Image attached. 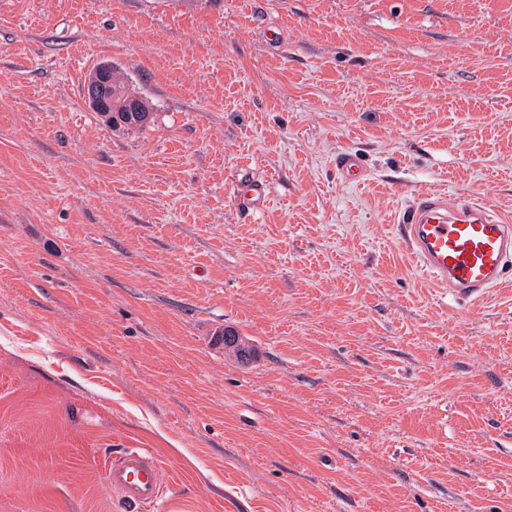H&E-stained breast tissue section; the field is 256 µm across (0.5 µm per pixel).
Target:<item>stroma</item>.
Returning a JSON list of instances; mask_svg holds the SVG:
<instances>
[{"label":"stroma","mask_w":512,"mask_h":512,"mask_svg":"<svg viewBox=\"0 0 512 512\" xmlns=\"http://www.w3.org/2000/svg\"><path fill=\"white\" fill-rule=\"evenodd\" d=\"M429 191L512 220V0H0V512H126V448L165 512H512V286L423 279ZM112 68V63H103L95 69L92 78L85 86L84 97L86 103L92 110L100 112L101 116L105 117L107 121H110L112 128L121 126L126 129H141L147 124L152 115L150 103L141 94H138L134 89L130 88L123 72L121 73L117 69L112 74ZM112 96L115 102H121L123 99L130 96L140 98L146 110V112H143L146 119L133 123L131 121L135 117L129 113L124 116L125 119L129 118V120L126 121V123L129 124L119 123L116 117L112 115V112H120L119 116L121 119L123 116L122 112H141L140 101L129 99L122 104L123 109L120 110L118 107H112ZM107 480L128 512L159 511L164 495L162 469L144 448H126L106 462Z\"/></svg>","instance_id":"35a3bbf8"}]
</instances>
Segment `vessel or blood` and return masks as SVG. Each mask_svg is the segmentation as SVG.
<instances>
[{"label": "vessel or blood", "mask_w": 512, "mask_h": 512, "mask_svg": "<svg viewBox=\"0 0 512 512\" xmlns=\"http://www.w3.org/2000/svg\"><path fill=\"white\" fill-rule=\"evenodd\" d=\"M423 276L471 303L512 280V224L479 204L441 193L421 195L399 226ZM107 480L127 512H157L162 469L143 448H127L106 462Z\"/></svg>", "instance_id": "vessel-or-blood-1"}]
</instances>
